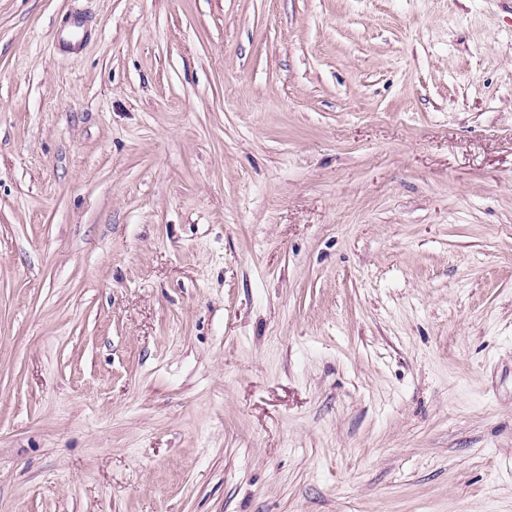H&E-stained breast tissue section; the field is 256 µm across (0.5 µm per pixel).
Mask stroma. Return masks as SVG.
Listing matches in <instances>:
<instances>
[{"label":"stroma","instance_id":"stroma-1","mask_svg":"<svg viewBox=\"0 0 512 512\" xmlns=\"http://www.w3.org/2000/svg\"><path fill=\"white\" fill-rule=\"evenodd\" d=\"M0 512H512V0H0Z\"/></svg>","mask_w":512,"mask_h":512}]
</instances>
